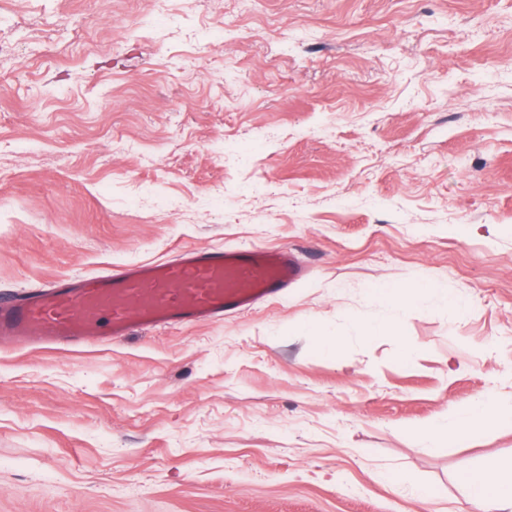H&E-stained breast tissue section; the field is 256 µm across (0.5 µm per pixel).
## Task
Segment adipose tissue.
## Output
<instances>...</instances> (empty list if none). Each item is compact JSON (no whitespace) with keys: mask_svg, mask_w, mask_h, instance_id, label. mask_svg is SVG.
<instances>
[{"mask_svg":"<svg viewBox=\"0 0 512 512\" xmlns=\"http://www.w3.org/2000/svg\"><path fill=\"white\" fill-rule=\"evenodd\" d=\"M492 424L512 426V400L493 395L472 400L464 408H452L443 423L420 429L429 443L447 439L472 441ZM473 512H512V463L475 468L459 477Z\"/></svg>","mask_w":512,"mask_h":512,"instance_id":"obj_1","label":"adipose tissue"}]
</instances>
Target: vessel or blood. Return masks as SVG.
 I'll list each match as a JSON object with an SVG mask.
<instances>
[{
    "instance_id": "obj_1",
    "label": "vessel or blood",
    "mask_w": 512,
    "mask_h": 512,
    "mask_svg": "<svg viewBox=\"0 0 512 512\" xmlns=\"http://www.w3.org/2000/svg\"><path fill=\"white\" fill-rule=\"evenodd\" d=\"M306 269L293 250L258 246L183 251L59 284L34 297H0V340L18 347L71 345L140 326L165 329L223 319L280 298Z\"/></svg>"
}]
</instances>
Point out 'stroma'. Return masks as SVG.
Wrapping results in <instances>:
<instances>
[{"mask_svg": "<svg viewBox=\"0 0 512 512\" xmlns=\"http://www.w3.org/2000/svg\"><path fill=\"white\" fill-rule=\"evenodd\" d=\"M0 40V295L191 247L308 267L220 321L0 346V512H470L512 427L416 430L512 396V0H0ZM432 286L414 285L410 287H398L387 285L373 289L371 297L388 305L415 309L425 294Z\"/></svg>", "mask_w": 512, "mask_h": 512, "instance_id": "35a3bbf8", "label": "stroma"}]
</instances>
